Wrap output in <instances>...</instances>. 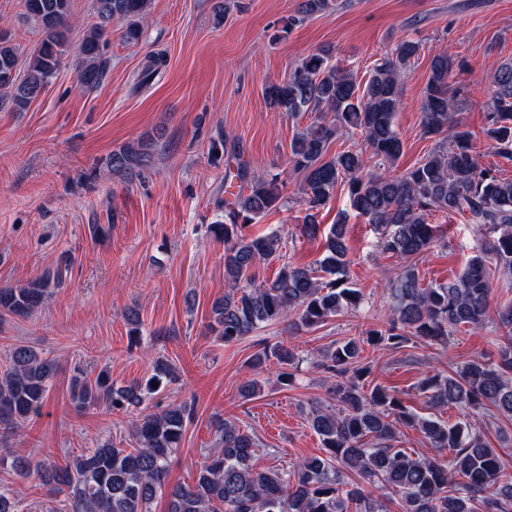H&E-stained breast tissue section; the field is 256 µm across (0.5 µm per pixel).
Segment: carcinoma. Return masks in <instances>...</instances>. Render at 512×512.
I'll return each mask as SVG.
<instances>
[{
	"label": "carcinoma",
	"mask_w": 512,
	"mask_h": 512,
	"mask_svg": "<svg viewBox=\"0 0 512 512\" xmlns=\"http://www.w3.org/2000/svg\"><path fill=\"white\" fill-rule=\"evenodd\" d=\"M149 6V0H94L98 23L75 48L80 89L97 88L110 70L104 34L112 21L125 22L124 41L137 43ZM329 7L330 0H302L298 14L312 16ZM24 8L43 34L30 57L19 62L10 36L0 32V89L8 93L15 112L26 110L41 94L71 48L67 33L72 0H24ZM419 51L418 42L399 40L363 83L331 62L328 52H313L288 79L265 87L272 108L295 118L314 115L293 136L289 163L303 175L307 213L302 234L322 239L323 255L315 268L284 262L272 280L252 283L251 269L282 259L283 243L275 231L252 237L245 230L279 206L286 180L279 173L249 179L245 165L237 164L235 177L248 181L247 189L224 201V223L209 225L224 242L229 290L213 303L208 330L231 343L273 322L292 318L296 327L310 329L361 307L363 294L349 280L344 222L325 228L314 214L339 183L347 185L351 210L377 232L378 247L408 260L433 246L435 229L427 217L436 211L457 214L498 236L481 242L461 274L446 283L427 285L414 268L404 269L388 288L391 305L384 325L323 354L321 366L335 378L331 398L340 404L338 410L318 406L311 411L323 455L302 458L290 473L258 469L255 437L217 413L212 417L216 447L197 479L169 486L168 470L194 407L168 404L132 422L135 448L105 441L64 467L41 466L42 485L66 495L71 512H151L159 494L167 498L168 512H387L390 494L400 497L401 512H512V476L505 472L498 450L484 439V421L478 417L492 408L512 418V304L490 307V265L512 275V180L482 167L474 134L453 118L459 91L452 88L450 77L456 58L445 48L431 57L422 90L420 128L435 146L402 173L388 170L403 155L394 119L402 78ZM165 63L162 52L147 55L141 81L151 79ZM489 80L486 134L498 155L512 159V66L496 69ZM345 130L359 132L362 146L328 153ZM152 150L148 139L129 143L109 153L105 164L132 180L149 167ZM235 153L226 139H211L212 164L219 166ZM69 266V257L63 256L54 269L26 285L0 289V312L30 317L44 309L53 289L64 284ZM490 322L497 332V361L471 360L451 374L428 375L418 385L428 409L460 410L462 417L455 422L421 415L380 385L365 390L371 366L359 364L364 346L394 351L414 339L437 343L463 329L477 333ZM272 359L291 368L300 363L298 354L275 345L257 352L252 366L261 368ZM8 360V368L0 372V448L5 451L8 440L40 412L56 371L53 359L28 345L14 347ZM176 379L173 367L159 358L145 382L123 388L113 387L105 370L92 380L76 375L73 401L80 410L104 406L123 411ZM402 427L420 430L448 458H420L398 446ZM348 472L357 473L368 488H346Z\"/></svg>",
	"instance_id": "cac0c4a2"
}]
</instances>
